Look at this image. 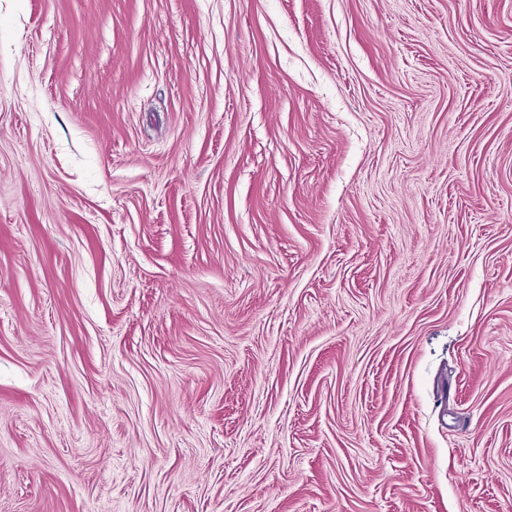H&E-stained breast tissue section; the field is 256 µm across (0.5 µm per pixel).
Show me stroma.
<instances>
[{
  "instance_id": "1",
  "label": "stroma",
  "mask_w": 512,
  "mask_h": 512,
  "mask_svg": "<svg viewBox=\"0 0 512 512\" xmlns=\"http://www.w3.org/2000/svg\"><path fill=\"white\" fill-rule=\"evenodd\" d=\"M0 512H512V0H0Z\"/></svg>"
}]
</instances>
